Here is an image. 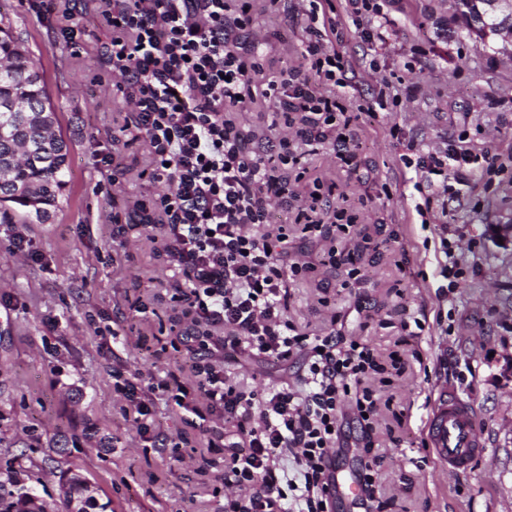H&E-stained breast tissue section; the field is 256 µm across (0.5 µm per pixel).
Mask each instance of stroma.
I'll return each mask as SVG.
<instances>
[{
  "label": "stroma",
  "instance_id": "1",
  "mask_svg": "<svg viewBox=\"0 0 512 512\" xmlns=\"http://www.w3.org/2000/svg\"><path fill=\"white\" fill-rule=\"evenodd\" d=\"M307 7L282 0L281 17L258 13L257 52L272 71L300 62L305 38L295 18ZM383 7L394 25L377 53L362 41L350 0L323 6L326 38L348 63L337 96L350 107L386 104L377 118L357 122L360 154L373 167L345 172L327 147L308 158L311 174L335 181L336 199L355 219L358 235L337 248L362 280L344 285V267L320 264L323 240L303 237L293 205L272 198L289 251L314 266L290 283L288 315L306 332L333 328L378 355L376 512H512V241L499 243L492 232L512 229V34H468L456 0H384ZM0 20L43 71L70 148L68 183L51 220L0 223V471L13 467L50 512H67L58 475L69 467L106 512H224L231 427L206 401L193 412L179 409L151 391L153 380L192 387L214 366L259 392L295 384L303 358L262 362L246 350L230 362L188 357L189 280L174 267L152 213L131 205L169 186L142 175L147 143L99 52L108 27L88 14L81 39L66 43L60 12H37L30 0H0ZM395 124L398 139L389 133ZM450 143L489 152L503 168L474 174L468 191L419 215L435 188L414 162ZM106 156L113 166L103 164ZM448 245L467 268L452 289L440 274ZM414 320L418 330H402ZM120 376L137 384L162 445L143 438L114 387ZM444 387L474 407L490 454L450 478L425 435ZM58 445L66 452L50 463Z\"/></svg>",
  "mask_w": 512,
  "mask_h": 512
}]
</instances>
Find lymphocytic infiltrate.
I'll return each mask as SVG.
<instances>
[{
  "instance_id": "1",
  "label": "lymphocytic infiltrate",
  "mask_w": 512,
  "mask_h": 512,
  "mask_svg": "<svg viewBox=\"0 0 512 512\" xmlns=\"http://www.w3.org/2000/svg\"><path fill=\"white\" fill-rule=\"evenodd\" d=\"M278 0H96L111 28L103 53L123 81L119 90L133 106L135 125L148 144L149 177L170 183L159 197L137 201L161 224L165 246L190 277L185 314L192 323L222 328L219 336L186 332L188 354H224L248 348L261 360L306 355L300 387L271 386L245 392L223 371L208 372L198 392L158 388L179 408H194L204 396L234 429L224 459V484L247 490L228 496L224 512H332L331 477L351 444L361 496L356 512H372L379 492L374 462L367 456L374 391L368 387L374 350L336 333L302 332L288 317V281L309 272L291 258L288 226L270 221L269 200L295 195L293 223L304 237L320 238L324 225L351 234L346 209L329 204L334 184L309 179L305 159L330 147L340 166L359 167L355 123L373 105L349 111L334 89L343 85L345 64L328 48L318 26L321 0H309L308 35L301 66L264 78L248 38L257 12ZM280 112L289 134L246 133L235 112L253 102L257 84ZM496 159L446 146L419 155L416 166L437 196L467 191L476 170L494 173ZM312 188L296 189L303 181ZM354 413L357 437L344 431Z\"/></svg>"
}]
</instances>
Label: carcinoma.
<instances>
[{
    "label": "carcinoma",
    "mask_w": 512,
    "mask_h": 512,
    "mask_svg": "<svg viewBox=\"0 0 512 512\" xmlns=\"http://www.w3.org/2000/svg\"><path fill=\"white\" fill-rule=\"evenodd\" d=\"M462 14L480 9L485 21L477 36L512 27V18L485 4L459 0ZM56 109L44 75L25 41L11 27H0V223L32 224L50 220L67 184L69 148L55 127ZM0 481V512H48L31 490L18 486L12 470ZM65 499L86 512L93 500L88 482L68 469L61 472Z\"/></svg>",
    "instance_id": "1"
}]
</instances>
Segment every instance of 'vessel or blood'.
<instances>
[{
    "label": "vessel or blood",
    "instance_id": "vessel-or-blood-1",
    "mask_svg": "<svg viewBox=\"0 0 512 512\" xmlns=\"http://www.w3.org/2000/svg\"><path fill=\"white\" fill-rule=\"evenodd\" d=\"M427 438L434 456L448 475L466 471L486 458V441L471 407L446 391L427 425Z\"/></svg>",
    "mask_w": 512,
    "mask_h": 512
}]
</instances>
